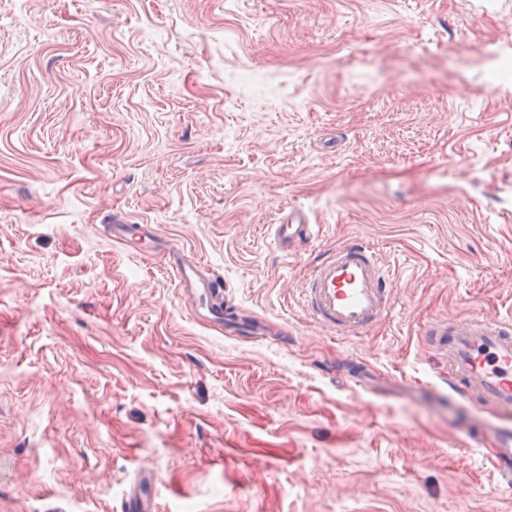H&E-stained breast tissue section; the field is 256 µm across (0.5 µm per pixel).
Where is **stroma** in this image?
I'll return each instance as SVG.
<instances>
[{
    "label": "stroma",
    "instance_id": "35a3bbf8",
    "mask_svg": "<svg viewBox=\"0 0 512 512\" xmlns=\"http://www.w3.org/2000/svg\"><path fill=\"white\" fill-rule=\"evenodd\" d=\"M351 239L397 305L339 340L299 292ZM510 312L512 0H0V512H121L143 466L157 512H512L418 334ZM275 247L283 254L300 256L323 234V225L312 224L310 216L302 208L289 205L278 221L269 227ZM177 277L182 288L196 298L205 295L213 301L206 320L211 325L237 334L238 336H262L263 329L258 321L239 315V305L230 296H225L222 278L203 274L192 262L174 260Z\"/></svg>",
    "mask_w": 512,
    "mask_h": 512
}]
</instances>
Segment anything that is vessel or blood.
Returning <instances> with one entry per match:
<instances>
[{
    "instance_id": "vessel-or-blood-1",
    "label": "vessel or blood",
    "mask_w": 512,
    "mask_h": 512,
    "mask_svg": "<svg viewBox=\"0 0 512 512\" xmlns=\"http://www.w3.org/2000/svg\"><path fill=\"white\" fill-rule=\"evenodd\" d=\"M270 237L283 254L300 256L322 236L302 208H286ZM182 288L207 296L212 306L208 323L240 336H259L261 324L239 312L226 296L222 278L204 274L192 262L176 261ZM388 268L370 244L349 240L336 245L309 265L299 294L302 309L317 325L337 338L357 335L385 319L395 305ZM429 344L443 365L441 379L448 398L480 408L483 419L473 431L474 444H491L488 462L506 482L512 481V318L479 315L435 319L427 329ZM154 475L137 473L124 501V512H157L152 492Z\"/></svg>"
}]
</instances>
